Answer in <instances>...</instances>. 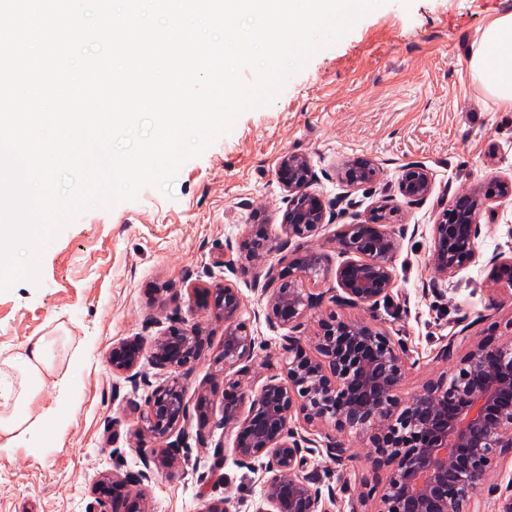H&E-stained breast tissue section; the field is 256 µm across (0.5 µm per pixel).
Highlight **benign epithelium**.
Here are the masks:
<instances>
[{
	"mask_svg": "<svg viewBox=\"0 0 512 512\" xmlns=\"http://www.w3.org/2000/svg\"><path fill=\"white\" fill-rule=\"evenodd\" d=\"M276 175L288 192L284 216L286 237L265 245V254L284 252L294 238L312 236L326 219L334 218L311 190L315 173L310 160L286 153ZM379 177L369 160L345 164L342 183L351 190ZM434 180L419 164L406 166L399 192L410 202L431 195ZM512 195V182L494 181L481 189L458 192L432 224L433 247L428 258L434 278H446L472 263L477 254L480 216L486 201ZM343 225L334 243L345 257L336 270L338 288L330 302L349 307L375 308L394 284L393 259L398 249L387 207ZM326 256L309 248L297 260L267 267L255 287L269 294L270 325L288 328L283 349L288 383L271 375L260 391L241 388L251 370L256 339L238 319L241 299L229 280L200 282L188 288L196 308L224 320V369L235 371L229 383L233 395L224 398V421L240 426L233 452L242 464L268 457L272 476L266 483L264 507L258 512H332L316 476L304 472L312 441L290 427L294 417L307 425L331 428L324 433L330 457L342 463L348 449L339 435L355 430L366 435L375 466L388 475L375 512H483L479 496L512 450V339L473 344L460 358L453 345L440 358L450 370L425 383L410 399L399 395L405 358L401 345L364 319L321 318L313 337L315 355L303 354L300 336L324 293L310 285L327 271ZM512 292V258L493 260L489 307L496 294ZM205 329L199 323L173 318L167 330L146 343L142 339L112 346L107 362L112 371L137 386L135 369L146 358L159 368L189 373L203 350ZM191 410L179 378L156 388L146 402L138 429L137 448L143 469L121 476L103 474L92 485L88 512H149L142 485L156 470L174 472L179 444L189 436Z\"/></svg>",
	"mask_w": 512,
	"mask_h": 512,
	"instance_id": "obj_1",
	"label": "benign epithelium"
}]
</instances>
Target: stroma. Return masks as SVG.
I'll return each instance as SVG.
<instances>
[{"mask_svg":"<svg viewBox=\"0 0 512 512\" xmlns=\"http://www.w3.org/2000/svg\"><path fill=\"white\" fill-rule=\"evenodd\" d=\"M509 12L512 0H388L292 75L272 104L243 113L231 133L186 162L172 196L147 187L136 200L89 210L65 227L42 254L39 282L0 292V363L22 353L29 338L66 339L54 376L34 402L35 409L54 410L52 426L15 439L0 434V512H87L99 474L141 469L136 408L172 372L141 363L134 386L113 374L106 355L122 340H151L177 311L210 331L201 359L180 377L190 406L211 397L207 443L185 439L176 476L152 475L145 484L149 508L204 512L223 499L230 512L262 506L267 460L240 464L233 452L238 427L224 421V323L192 311L187 288L226 277L237 288L240 319L258 340L242 385L258 392L268 377L265 362L279 365L286 330L269 324V296L254 286L265 265L245 261L228 276L219 261L225 241L282 237L288 193L275 170L283 154L310 159L313 189L326 206L346 192L360 215L385 202L395 210L392 229L404 232L389 298L372 310L324 302L307 317L304 349H311L322 316L365 319L402 344L400 395L407 399L447 370L438 358L445 346L460 356L487 335L507 340L512 296L502 295L495 309L488 296L491 258L512 257V196L487 202L476 263L438 282L428 255L431 226L454 193L512 179V108L496 102L471 68L485 26ZM357 158L372 160L381 174L349 192L338 173ZM410 163L434 178L419 204L398 189ZM342 223L335 218L288 247L290 261L310 247L327 255L329 272L316 291L337 285L342 257L334 236ZM344 439L351 459L340 465L315 448L306 469L318 474L322 492L333 494V512H350L357 498L362 512H375L387 471L367 463L365 440L352 432Z\"/></svg>","mask_w":512,"mask_h":512,"instance_id":"obj_1","label":"stroma"}]
</instances>
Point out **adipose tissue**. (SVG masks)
I'll list each match as a JSON object with an SVG mask.
<instances>
[{"label":"adipose tissue","instance_id":"1","mask_svg":"<svg viewBox=\"0 0 512 512\" xmlns=\"http://www.w3.org/2000/svg\"><path fill=\"white\" fill-rule=\"evenodd\" d=\"M471 67L492 96L512 106V13L496 17L486 27ZM59 343L56 336L29 340L24 353L0 369V432L26 434L50 428L52 413H33L31 402L53 369Z\"/></svg>","mask_w":512,"mask_h":512}]
</instances>
